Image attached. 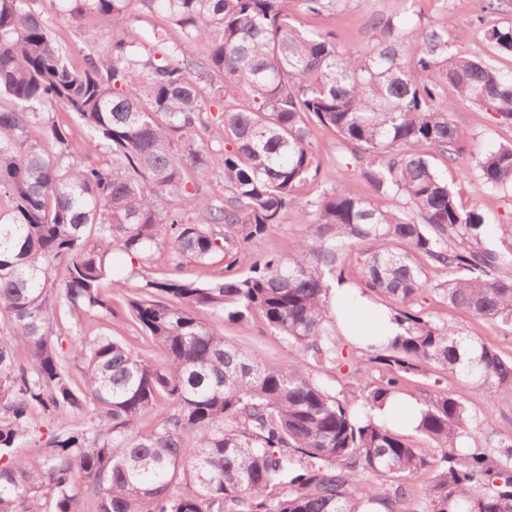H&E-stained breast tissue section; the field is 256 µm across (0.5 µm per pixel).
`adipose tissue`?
I'll return each mask as SVG.
<instances>
[{"mask_svg": "<svg viewBox=\"0 0 512 512\" xmlns=\"http://www.w3.org/2000/svg\"><path fill=\"white\" fill-rule=\"evenodd\" d=\"M332 310L343 339L356 345L385 343L397 336L401 327L388 308L361 294L346 281H336L332 290ZM422 406L409 396L388 399L372 413L373 419L397 430L414 429L421 418Z\"/></svg>", "mask_w": 512, "mask_h": 512, "instance_id": "1", "label": "adipose tissue"}]
</instances>
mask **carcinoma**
<instances>
[{
    "instance_id": "1",
    "label": "carcinoma",
    "mask_w": 512,
    "mask_h": 512,
    "mask_svg": "<svg viewBox=\"0 0 512 512\" xmlns=\"http://www.w3.org/2000/svg\"><path fill=\"white\" fill-rule=\"evenodd\" d=\"M58 2L91 44L107 34L89 20L116 22L133 4L166 16L181 41L155 29L76 67L34 0H0V96L13 102L0 108V512H80L84 491L97 512H413L414 500L425 512H512V444L457 447L473 421L462 398L423 402L415 431L427 448L357 413L425 367L476 385L492 405L511 400L512 357L399 309L403 332L376 356L379 384L334 392L308 372L311 360L342 363L330 291L350 248L364 294L411 301L427 287L419 254L448 269L437 288L446 302L512 326V253L485 242L487 214L459 206L430 160L438 151L456 161L468 142L440 84L512 125V76L446 54L435 30H414L413 50L394 39L363 52L292 24L299 6L319 14L343 0ZM487 38L512 55V27ZM196 42L207 55L194 74L184 44ZM55 107L86 129L82 148L50 118ZM215 121L217 145L204 137ZM316 127L351 146L373 194L405 208L338 184L300 209L309 233L288 256H250L246 244L317 179ZM218 158L222 206L204 192ZM474 187L512 192V142L478 159ZM191 211L209 222H189ZM162 250L174 268L112 308V252L150 267ZM216 255L223 277L178 276L182 261ZM78 311L134 324L162 361L107 333L63 344L55 319ZM200 313L239 325L258 315L300 358L256 363ZM58 413L74 427L42 442L39 420ZM420 473L429 478L417 485Z\"/></svg>"
}]
</instances>
